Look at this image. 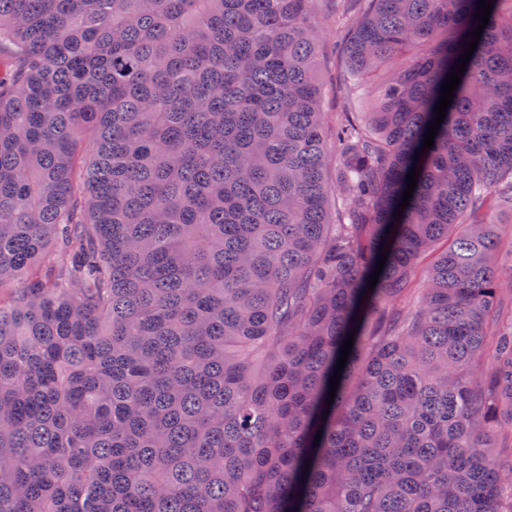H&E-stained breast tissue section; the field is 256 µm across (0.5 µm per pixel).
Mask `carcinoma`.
<instances>
[{"instance_id": "carcinoma-1", "label": "carcinoma", "mask_w": 512, "mask_h": 512, "mask_svg": "<svg viewBox=\"0 0 512 512\" xmlns=\"http://www.w3.org/2000/svg\"><path fill=\"white\" fill-rule=\"evenodd\" d=\"M336 2L331 186L312 0H0V512H512V0L418 160L478 0Z\"/></svg>"}]
</instances>
